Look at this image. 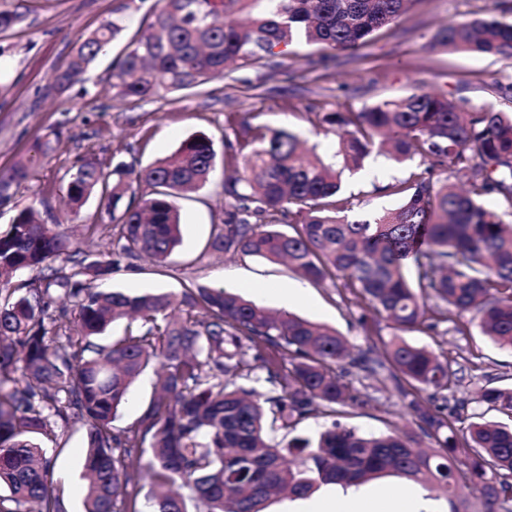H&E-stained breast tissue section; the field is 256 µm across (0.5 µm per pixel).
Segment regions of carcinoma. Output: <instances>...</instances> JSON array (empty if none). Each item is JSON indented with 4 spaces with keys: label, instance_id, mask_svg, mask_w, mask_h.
I'll return each mask as SVG.
<instances>
[{
    "label": "carcinoma",
    "instance_id": "1",
    "mask_svg": "<svg viewBox=\"0 0 512 512\" xmlns=\"http://www.w3.org/2000/svg\"><path fill=\"white\" fill-rule=\"evenodd\" d=\"M136 0H120L113 17L86 37L69 67L54 76L62 88L79 81L127 30ZM416 0H156L113 64L120 99L149 100L196 90L243 69L281 66L295 44L319 49L320 60L366 45L398 22ZM487 18L451 20L427 47L512 57V0H492ZM336 136L332 161L300 147L287 130L247 124L227 142L224 224L210 242L217 253H240L289 264L314 282L341 276L368 309V334L380 323L407 332L441 321L462 329L480 314L483 331L512 348V225L480 203L494 194L512 210V115L492 104L470 106L435 91L378 101L359 112H316ZM419 158L408 176L374 192L395 196L380 214H349L363 200L342 191V175L373 152ZM40 157L0 177L10 197ZM437 168L461 173L467 188L434 178ZM215 170L212 142L185 140L171 155L140 169L118 163L109 173L87 159L70 169L67 193L82 205L98 191L118 229L112 248L85 252L57 220L44 224L20 211L0 232V276L33 275L0 297V512H65L52 480V459L39 443L54 427L86 429L85 512H139L150 486L154 512H264L272 493L305 497L321 484L357 486L381 474L431 485L453 497L480 488L485 512H512V427L475 413L459 437L435 395L458 386L457 372L424 347L391 342L383 356L362 351L352 365L392 388L421 433L436 441L414 450L409 434H363L332 422L317 442L273 443L266 429L290 433L304 420L336 416L352 399L336 365L347 354L335 329L196 284L180 295L99 288L123 260L163 264L182 241L185 192L205 186ZM287 225L290 232L279 230ZM417 272L413 288L405 270ZM133 318L139 327L109 345L97 338ZM152 365L161 393L136 423L113 422L131 384ZM434 394L424 398L421 392ZM478 402L512 415V388H485ZM299 456L292 467L287 456ZM178 485L188 494L172 491Z\"/></svg>",
    "mask_w": 512,
    "mask_h": 512
}]
</instances>
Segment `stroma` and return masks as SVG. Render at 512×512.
<instances>
[{"label":"stroma","instance_id":"35a3bbf8","mask_svg":"<svg viewBox=\"0 0 512 512\" xmlns=\"http://www.w3.org/2000/svg\"><path fill=\"white\" fill-rule=\"evenodd\" d=\"M118 0H0V10L19 14V21L0 32V173L26 163L39 146L50 144L44 164L12 188L9 201L0 202V232L19 211L32 208L45 223L61 220L71 238L95 254L110 243L101 231L99 194H91L78 215H70L66 187L68 170L85 158H94L104 171L117 163L142 168L175 152L189 137L211 139L216 168L203 189L179 199L182 243L165 266L140 259L136 268H119L110 287L131 293L169 292L204 284L221 286L270 310H279L275 292L301 286L302 296L288 311L312 322L335 328L355 348L380 352L392 331L367 334L358 323L361 313L343 286L313 283L283 263L236 255H216L208 242L224 220L222 182L227 162L224 143L240 124L296 134L324 157L335 151V139L309 119L313 112L361 110L365 105L420 91H441L473 105L494 104L512 110V93L501 95L498 84L512 82V58L473 53H446L426 47L438 27L450 20L485 16L491 0H415L396 27L381 30L355 52L338 53L328 64H318L316 47L298 45L287 71L241 70L234 78L215 79L195 91L170 93L147 101H117L112 97V60L125 39L114 41L108 55L89 65L79 82L56 91L54 75L66 69L84 38L111 19ZM413 162H395L371 154L361 170L345 173V194L368 200L371 210L395 208L393 196L374 194V186L406 177ZM468 328L457 332L453 323L437 329L404 333L407 343L427 348L453 368L464 371L455 396L468 400V410L485 420L508 423L511 418L484 409L474 397L482 388H512V349L486 336L475 313H467ZM359 402L341 407L342 424L368 434L396 430L417 432V422L394 391L379 390L364 372L349 377ZM157 376L144 372L131 386L115 421L123 429L135 423L155 394ZM55 441L46 442L54 463V480L67 512H83L87 482L82 464L88 439L80 425L60 427ZM370 494L419 493L433 512H451L446 496L423 485L383 474L361 486Z\"/></svg>","mask_w":512,"mask_h":512}]
</instances>
